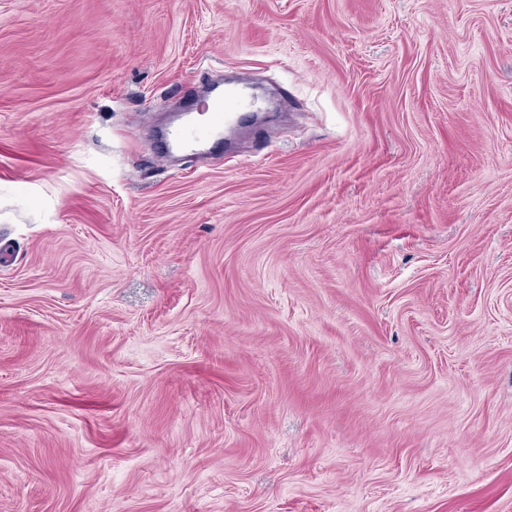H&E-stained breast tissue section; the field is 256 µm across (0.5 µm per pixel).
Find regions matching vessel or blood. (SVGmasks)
I'll return each instance as SVG.
<instances>
[{
	"instance_id": "vessel-or-blood-1",
	"label": "vessel or blood",
	"mask_w": 512,
	"mask_h": 512,
	"mask_svg": "<svg viewBox=\"0 0 512 512\" xmlns=\"http://www.w3.org/2000/svg\"><path fill=\"white\" fill-rule=\"evenodd\" d=\"M248 106L249 102L242 93L225 89L223 95L215 99L207 125L182 124L166 131L169 149L195 153L204 147L222 144L235 132L241 113Z\"/></svg>"
}]
</instances>
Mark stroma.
<instances>
[{
  "label": "stroma",
  "instance_id": "35a3bbf8",
  "mask_svg": "<svg viewBox=\"0 0 512 512\" xmlns=\"http://www.w3.org/2000/svg\"><path fill=\"white\" fill-rule=\"evenodd\" d=\"M0 512H512V0H0ZM250 105L243 93L224 87V94L213 102L211 118L207 125L182 124L171 126L166 131L168 152L160 156L159 160L167 162L172 150L195 153L204 147L222 144L226 137L235 132L240 125V113Z\"/></svg>",
  "mask_w": 512,
  "mask_h": 512
}]
</instances>
